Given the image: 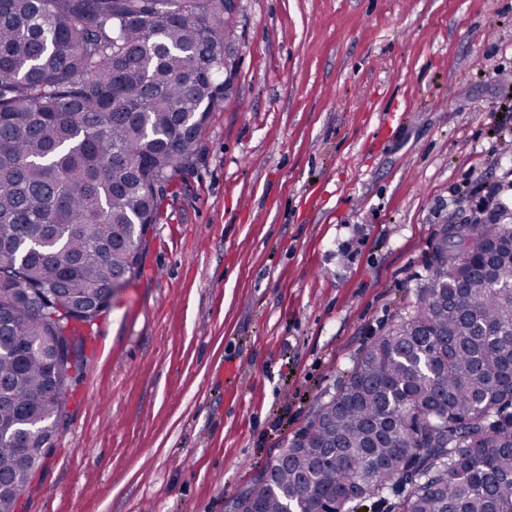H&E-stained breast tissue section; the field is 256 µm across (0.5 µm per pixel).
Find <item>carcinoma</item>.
<instances>
[{
    "label": "carcinoma",
    "mask_w": 512,
    "mask_h": 512,
    "mask_svg": "<svg viewBox=\"0 0 512 512\" xmlns=\"http://www.w3.org/2000/svg\"><path fill=\"white\" fill-rule=\"evenodd\" d=\"M225 0H0V512L53 448L72 335L190 168L224 87ZM433 243L406 310L357 357L241 512H512V216Z\"/></svg>",
    "instance_id": "obj_1"
}]
</instances>
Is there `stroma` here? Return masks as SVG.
Segmentation results:
<instances>
[{
	"mask_svg": "<svg viewBox=\"0 0 512 512\" xmlns=\"http://www.w3.org/2000/svg\"><path fill=\"white\" fill-rule=\"evenodd\" d=\"M236 95L15 512H234L426 276L512 209V0H241Z\"/></svg>",
	"mask_w": 512,
	"mask_h": 512,
	"instance_id": "stroma-1",
	"label": "stroma"
}]
</instances>
